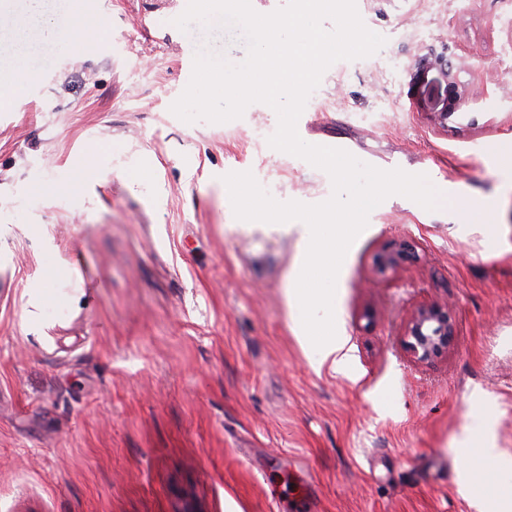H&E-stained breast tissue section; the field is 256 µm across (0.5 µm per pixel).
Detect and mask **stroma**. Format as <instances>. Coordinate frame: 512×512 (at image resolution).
Here are the masks:
<instances>
[{
	"label": "stroma",
	"instance_id": "35a3bbf8",
	"mask_svg": "<svg viewBox=\"0 0 512 512\" xmlns=\"http://www.w3.org/2000/svg\"><path fill=\"white\" fill-rule=\"evenodd\" d=\"M104 20L62 45L34 95L0 112V512H499L512 501V0H356L374 55L341 60L297 130L383 170L427 175L438 209L393 195L336 283L349 374L314 370L285 288L297 239L243 232L222 178L252 172L277 200L332 194L329 175L275 150L267 105L226 123L170 111L181 0H87ZM465 61L493 106L433 119ZM93 160L81 196L34 197ZM151 169L128 189L126 177ZM419 258L379 274L393 242ZM62 271L50 279L49 269ZM450 304L447 357L414 360L403 322ZM484 417L507 468L463 430ZM414 67V77L420 82L424 79L427 69L442 72L447 77L448 87L446 102L443 103L442 112H434L441 117L448 118V115L460 109L463 102L468 99H477L484 94L483 89L479 86L461 84L458 80V72L461 66L453 63L443 54L432 53L420 56L416 59Z\"/></svg>",
	"mask_w": 512,
	"mask_h": 512
}]
</instances>
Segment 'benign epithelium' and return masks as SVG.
<instances>
[{
    "label": "benign epithelium",
    "mask_w": 512,
    "mask_h": 512,
    "mask_svg": "<svg viewBox=\"0 0 512 512\" xmlns=\"http://www.w3.org/2000/svg\"><path fill=\"white\" fill-rule=\"evenodd\" d=\"M436 70L448 79L446 102L439 116L446 117L458 111L468 99H477L484 94L476 85L459 82L461 66L453 63L443 54H428L415 61L416 80L425 77L426 70ZM416 259L414 246L401 242L378 259V268L385 272L406 261ZM406 346L413 357L421 363H432L448 355L457 336L456 322L448 309V304L429 302L418 305L410 314L405 328Z\"/></svg>",
    "instance_id": "obj_1"
}]
</instances>
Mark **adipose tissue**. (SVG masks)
Instances as JSON below:
<instances>
[{"mask_svg":"<svg viewBox=\"0 0 512 512\" xmlns=\"http://www.w3.org/2000/svg\"><path fill=\"white\" fill-rule=\"evenodd\" d=\"M85 0H69L61 14L47 13L45 0H24L23 14L0 2V55L10 56L16 43L39 46L50 40L77 36L101 27ZM277 212L275 230L296 235L299 253L288 280L287 299L297 321V337L311 352L314 369L346 370L351 348L336 327V268L340 245L354 232L351 224L329 223L327 215Z\"/></svg>","mask_w":512,"mask_h":512,"instance_id":"adipose-tissue-1","label":"adipose tissue"}]
</instances>
